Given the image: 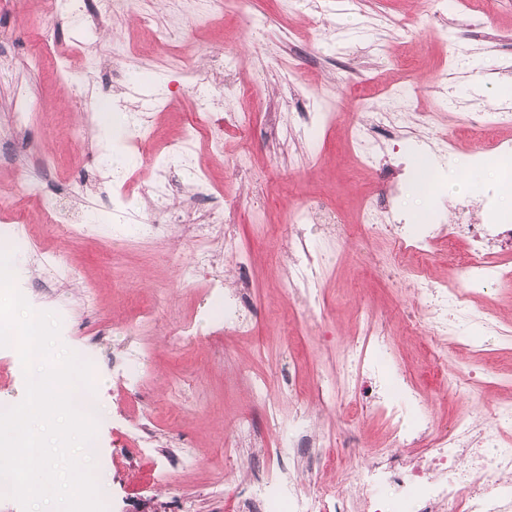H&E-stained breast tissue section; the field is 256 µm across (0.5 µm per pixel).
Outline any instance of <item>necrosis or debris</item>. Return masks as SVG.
Here are the masks:
<instances>
[{"label":"necrosis or debris","mask_w":512,"mask_h":512,"mask_svg":"<svg viewBox=\"0 0 512 512\" xmlns=\"http://www.w3.org/2000/svg\"><path fill=\"white\" fill-rule=\"evenodd\" d=\"M125 0H48L52 24L62 23L85 30L108 27ZM397 90L385 97H363L368 111L363 124L353 127L351 149L362 168L383 172L397 168L407 172L408 143L401 129L390 119ZM264 119L262 113L239 110L213 119L211 111L189 113L182 143L206 136L215 150L224 147V130H246ZM484 146L479 163L495 166L494 182L477 198L449 202L456 215L454 224H410L395 210L393 200L401 184L388 181L384 193L364 203L360 222L370 231L387 232L396 260L395 270L406 278L413 295L430 312L429 333L433 336V359L441 361L449 346L469 349L458 325L471 321L470 302L479 289L512 278V216L498 214V200L512 191V140L498 137L499 129L512 125V110L470 112L462 120ZM226 203L210 201L207 214H170V221L186 219L198 244L191 274L206 271L214 261L213 246L232 242L233 227L224 221ZM320 213L330 228L347 233L335 212L324 204L316 208L297 206L289 215L286 247L290 256L288 279L303 285L300 297L306 310H313L317 291V267L303 235L312 213ZM464 241V251H449L455 269L453 280H432L422 260L440 239ZM207 292L224 310V329L238 336L250 335L253 320L246 314L243 289L225 288L212 280ZM391 327L388 320L369 312H358L357 340L344 354L336 377L349 396L356 414H379L388 430V449L373 452L360 466L355 488L342 484H321L305 491L288 474L290 457L306 463L311 475L320 477L335 471L342 458L330 455L336 445L332 432L311 429L304 405H297L288 417H281V401L295 397L290 379L273 381L250 374L246 380L253 399L268 407L270 430L287 429L290 454H277L258 463L259 475L250 494L232 491L234 512H512V443H489L467 416L455 418L449 429L435 430L429 418L427 399L401 359L388 349Z\"/></svg>","instance_id":"obj_1"}]
</instances>
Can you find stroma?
<instances>
[{"label": "stroma", "mask_w": 512, "mask_h": 512, "mask_svg": "<svg viewBox=\"0 0 512 512\" xmlns=\"http://www.w3.org/2000/svg\"><path fill=\"white\" fill-rule=\"evenodd\" d=\"M143 16L153 19V27L140 24ZM401 21L407 34L397 28ZM47 23L42 0H0V51L12 61L0 68V127L9 124L16 86L27 88L32 113L20 137L0 136V230L17 216L15 203L26 183L41 182L45 197L56 200L59 223H46L45 208L34 199L25 213L38 247L75 268V276L56 282L26 253L14 255L12 268L29 305L59 316L61 344L94 363L93 382L104 415L95 441L110 459L94 475L109 496L108 512H180L186 499L193 501L194 512H225V487H247L255 477L254 454L288 440L268 432L265 411L253 402L243 372L272 378L291 374L297 390L311 397L317 380L336 368L351 342L361 304L391 319V347L424 381L439 423L461 406L483 420L512 394V339L487 335L467 323L462 332L477 346L449 350L448 371L472 370L476 380L458 399L443 398L420 356L430 337L403 324L407 312L423 322L429 313L417 309L404 281L385 277L383 268L391 261L386 240L364 233L336 238L312 227L311 247L321 261V306L312 321L288 286V256L281 245L296 204H325L354 227L360 196L383 187L378 176L351 181L339 163L350 128L363 113L358 97L347 90L352 79H371L373 95L386 86L429 88V96L417 105L439 113L432 127L417 124V105L405 95L395 105L414 145L408 160L414 165L434 160L450 139L456 151L449 171L433 174L428 193L412 196L411 183H404L398 207L414 218L426 213L440 224L454 222L445 199L473 197L496 170L471 164V152L483 143L464 127L449 124L447 115L512 108V43L501 41L502 35H512V0H497L486 13L481 38L457 15H436L432 0H248L243 10L215 14L205 25L185 12L183 0H128L126 11L114 16L107 29L90 34L92 52L68 62L52 50H38ZM114 39L134 45L116 66L107 56ZM186 45L193 48L195 65L184 58ZM116 68L124 76L125 107L113 112L107 127L98 118L99 100ZM227 68L258 90L254 107L275 113L277 130L269 132L260 124L225 134L220 154L206 140L193 141L186 166L169 175L178 193L167 206L176 211L194 203L204 173L234 200L225 220L236 225L238 244L251 250L252 264L241 273L230 257L221 255L210 276L228 287L247 280L258 319L246 340L225 337L224 316L212 309L201 277L181 275L180 263L192 262L195 252L184 226L168 225L156 238L139 233L138 224L157 201L141 190L153 173L134 151L127 121L128 112L140 109L151 92L156 122L176 137L188 113L206 105L191 91L185 70L219 80ZM302 110L332 112L336 119L306 131L292 118ZM90 113L96 120L88 139L73 137L72 129L84 125ZM117 154L125 162L116 172L112 158ZM99 171L108 177L112 196L105 220L99 216V196L80 190ZM74 224L82 230L72 235L68 229ZM88 287L98 294L92 308L83 303ZM147 308L153 318L138 327ZM472 308L478 316L512 325V282L485 289ZM100 319L110 324V334L98 345H87L85 333ZM189 319L198 328L196 339L170 346L171 328ZM136 352L144 357V372L133 392L119 374V362ZM25 385L20 359L0 350V410L21 402ZM340 399L339 392H332L328 404L314 410V430L347 427L362 447L378 445L379 423L366 418L346 423L336 409ZM242 415L254 424L252 447L217 446L215 436ZM187 446L195 448L196 459L187 468H176Z\"/></svg>", "instance_id": "obj_1"}]
</instances>
